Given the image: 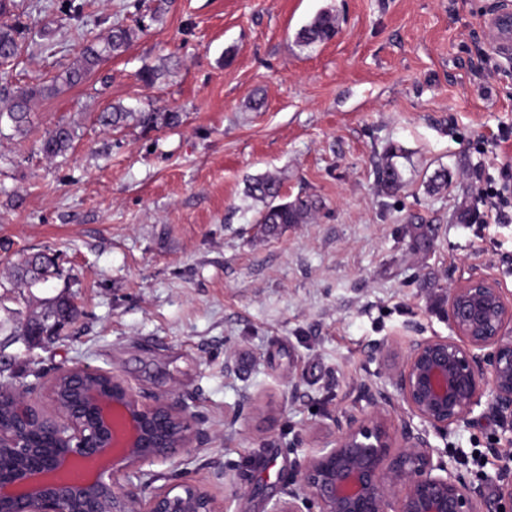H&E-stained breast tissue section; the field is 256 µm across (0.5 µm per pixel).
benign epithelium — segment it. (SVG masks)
<instances>
[{
  "label": "benign epithelium",
  "mask_w": 512,
  "mask_h": 512,
  "mask_svg": "<svg viewBox=\"0 0 512 512\" xmlns=\"http://www.w3.org/2000/svg\"><path fill=\"white\" fill-rule=\"evenodd\" d=\"M512 41V13L493 20ZM512 297L483 277L448 293L449 336L410 341L391 375L400 402L369 392L367 408L344 415L334 447L310 453L288 498L273 512H512V480L483 494L433 446L467 422L483 396L512 416ZM33 384L0 385L14 421L0 427V450L21 460L32 423L52 427L57 448L35 465L0 473V512H224L202 485L143 493V467L166 463L198 443L195 416L173 393L142 402L116 374L72 366L51 383L50 407ZM422 425L413 429L411 420ZM82 461L91 477L67 479Z\"/></svg>",
  "instance_id": "obj_1"
}]
</instances>
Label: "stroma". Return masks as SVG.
<instances>
[{
    "label": "stroma",
    "instance_id": "35a3bbf8",
    "mask_svg": "<svg viewBox=\"0 0 512 512\" xmlns=\"http://www.w3.org/2000/svg\"><path fill=\"white\" fill-rule=\"evenodd\" d=\"M66 2L16 0L50 44L22 50L19 84L50 83L85 34L152 23L84 84L37 100L26 137L0 136V282L19 254L49 253L60 275L23 314L62 293L80 309L37 344L0 332V375L44 398L58 369L88 365L146 401L175 393L201 442L147 467L146 490L196 483L224 512H271L367 390L398 398L391 353L449 335V289L482 276L512 294V223H474L472 191L478 169L512 159V140L474 149L512 128V50L491 27L512 0H82L76 18ZM328 7L335 37L297 45ZM494 46L496 69L474 71ZM145 66L155 84L137 80ZM112 105L182 121L106 130L96 115ZM60 122L76 139L49 161L40 138ZM389 160L392 193L378 183ZM264 175L317 211L265 233L248 192ZM511 426L480 406L430 441L489 493L512 480Z\"/></svg>",
    "mask_w": 512,
    "mask_h": 512
}]
</instances>
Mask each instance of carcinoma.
I'll return each mask as SVG.
<instances>
[{
	"instance_id": "cac0c4a2",
	"label": "carcinoma",
	"mask_w": 512,
	"mask_h": 512,
	"mask_svg": "<svg viewBox=\"0 0 512 512\" xmlns=\"http://www.w3.org/2000/svg\"><path fill=\"white\" fill-rule=\"evenodd\" d=\"M14 0H0V135L10 131V136L24 135L32 123V103L40 97L54 96L62 88H71L84 81L106 58L119 55L143 31L145 25H115L109 35L101 41L84 46L78 59L48 85L18 86L11 80L5 67L19 55L28 32L27 27L14 15ZM336 34V17L325 12L303 27L297 33V42L302 45L324 43ZM99 123L105 128H119L128 122L144 131H156L172 127L180 122V113L169 109L152 108L147 111L131 112L120 106L112 107L98 115ZM76 137L75 128L69 124H58L47 130L41 141V152L48 159L65 154ZM380 187L392 192L399 182L397 169L388 164L378 173ZM250 194L265 203L259 223L272 234L282 225L301 224L310 215L316 202L305 197L292 201L277 202L280 185L271 177L254 180L249 187ZM59 275L56 259L44 254H27L13 264L10 284L14 288H34L46 284ZM44 312L27 319L23 328L24 336H56L63 328L77 318L76 304L69 296H57L42 303Z\"/></svg>"
}]
</instances>
